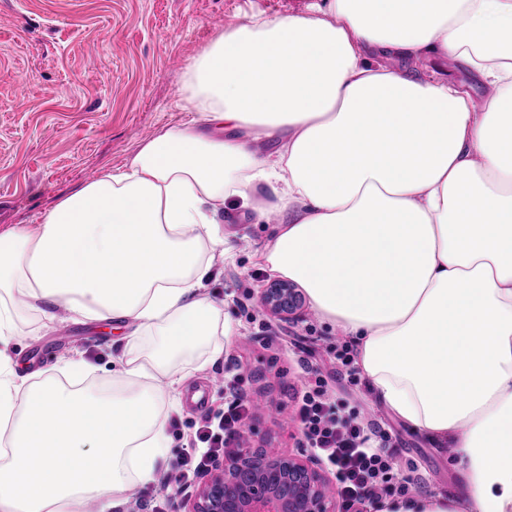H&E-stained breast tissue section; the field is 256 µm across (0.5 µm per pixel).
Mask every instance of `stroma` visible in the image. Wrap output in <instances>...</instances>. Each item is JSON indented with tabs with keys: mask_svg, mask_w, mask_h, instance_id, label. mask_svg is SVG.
Here are the masks:
<instances>
[{
	"mask_svg": "<svg viewBox=\"0 0 512 512\" xmlns=\"http://www.w3.org/2000/svg\"><path fill=\"white\" fill-rule=\"evenodd\" d=\"M305 0H0V231L38 230L64 196L124 167L137 144L164 127L190 121L181 111L188 65L224 30L256 13L301 10ZM251 205L227 200L224 240L228 255L216 263L204 290L238 329L218 358L207 346L179 356L188 388H204L208 402L184 400L168 412L170 456L191 450L190 437L207 411L227 410L240 397L256 404L245 443L293 453L301 432L293 419L301 389L305 351L322 372L332 373L329 392L342 410L370 409L382 429L396 437L392 488L407 493H461L448 452L386 410L365 377L348 382L333 374L344 336L322 321L311 305L293 318L272 315L257 295L273 276L261 254L274 234L257 220L256 202H273L268 186L252 193ZM22 335L10 355L20 373L52 375L68 358L95 366L93 380L111 376L121 333L109 322L71 319L25 310ZM241 381L227 387L231 370ZM174 487L155 482L130 495L128 512H177Z\"/></svg>",
	"mask_w": 512,
	"mask_h": 512,
	"instance_id": "stroma-1",
	"label": "stroma"
}]
</instances>
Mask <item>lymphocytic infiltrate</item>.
<instances>
[{
	"instance_id": "lymphocytic-infiltrate-1",
	"label": "lymphocytic infiltrate",
	"mask_w": 512,
	"mask_h": 512,
	"mask_svg": "<svg viewBox=\"0 0 512 512\" xmlns=\"http://www.w3.org/2000/svg\"><path fill=\"white\" fill-rule=\"evenodd\" d=\"M309 381L297 396L303 447L309 448L332 473L346 512L364 501L379 498L393 469L392 437L376 428L359 408L340 411L328 394L321 370L308 365ZM251 410L249 401L205 416L192 438L194 451L177 462L169 476L178 491L193 488L213 462L239 441Z\"/></svg>"
}]
</instances>
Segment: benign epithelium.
<instances>
[{
	"instance_id": "1",
	"label": "benign epithelium",
	"mask_w": 512,
	"mask_h": 512,
	"mask_svg": "<svg viewBox=\"0 0 512 512\" xmlns=\"http://www.w3.org/2000/svg\"><path fill=\"white\" fill-rule=\"evenodd\" d=\"M258 303L282 316L301 305L285 282L261 290ZM328 477L307 454L274 455L264 448H235L218 461L184 512H336L328 495Z\"/></svg>"
}]
</instances>
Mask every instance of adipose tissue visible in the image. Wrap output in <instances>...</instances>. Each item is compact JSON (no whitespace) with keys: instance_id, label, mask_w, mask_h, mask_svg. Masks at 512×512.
Here are the masks:
<instances>
[{"instance_id":"obj_1","label":"adipose tissue","mask_w":512,"mask_h":512,"mask_svg":"<svg viewBox=\"0 0 512 512\" xmlns=\"http://www.w3.org/2000/svg\"><path fill=\"white\" fill-rule=\"evenodd\" d=\"M425 56L466 80L383 64ZM182 102L200 124L140 143L38 231L0 233V512H122L132 484L156 481L159 409L180 407L186 382L176 357L205 341L220 355L236 333L202 295L224 201L260 184L282 216L270 273L356 344L388 411L454 450L462 494L381 512H512V0L255 14L190 64ZM17 294L122 328L110 393L77 387L81 359L16 372ZM144 336L159 339L147 357Z\"/></svg>"}]
</instances>
